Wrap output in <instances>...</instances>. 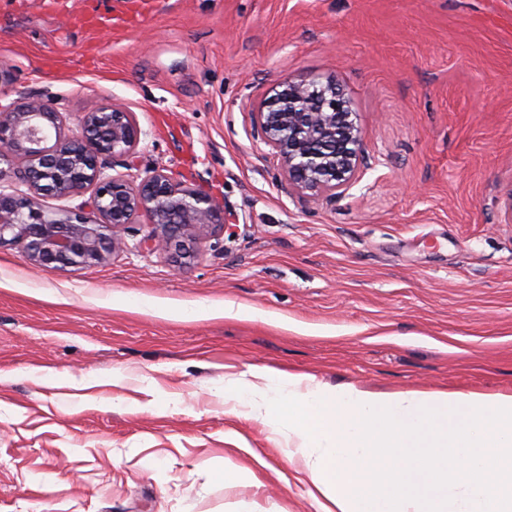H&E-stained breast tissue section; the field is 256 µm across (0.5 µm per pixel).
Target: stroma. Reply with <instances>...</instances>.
<instances>
[{
    "label": "stroma",
    "instance_id": "obj_1",
    "mask_svg": "<svg viewBox=\"0 0 512 512\" xmlns=\"http://www.w3.org/2000/svg\"><path fill=\"white\" fill-rule=\"evenodd\" d=\"M89 9L0 0V65L75 133L87 99L125 104V175L164 170L236 232L183 259L132 224L106 262L55 272L0 245V512H315L285 440L211 393L250 368L512 394V0ZM301 75L357 114L364 163L332 199L290 194L257 136L270 87ZM228 461L255 482L226 487Z\"/></svg>",
    "mask_w": 512,
    "mask_h": 512
}]
</instances>
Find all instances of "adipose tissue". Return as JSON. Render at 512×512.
I'll return each instance as SVG.
<instances>
[{
	"instance_id": "ef3b65f1",
	"label": "adipose tissue",
	"mask_w": 512,
	"mask_h": 512,
	"mask_svg": "<svg viewBox=\"0 0 512 512\" xmlns=\"http://www.w3.org/2000/svg\"><path fill=\"white\" fill-rule=\"evenodd\" d=\"M212 393L288 440L317 512H512V395L372 396L265 368Z\"/></svg>"
}]
</instances>
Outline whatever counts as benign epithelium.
Instances as JSON below:
<instances>
[{
	"mask_svg": "<svg viewBox=\"0 0 512 512\" xmlns=\"http://www.w3.org/2000/svg\"><path fill=\"white\" fill-rule=\"evenodd\" d=\"M257 113V136L278 156L288 188L300 198L336 197L362 164V139L352 103L336 83L300 76L275 85ZM80 133L66 129L55 99L24 91L0 114V244L22 246L46 270L106 261L123 245L127 225L141 217L151 227L143 245L187 246L197 233L233 230L224 207L210 196L154 170L139 183L109 173L108 161L132 158L142 131L133 112L108 100L82 110ZM88 195L78 211L43 208V196Z\"/></svg>",
	"mask_w": 512,
	"mask_h": 512,
	"instance_id": "1",
	"label": "benign epithelium"
}]
</instances>
